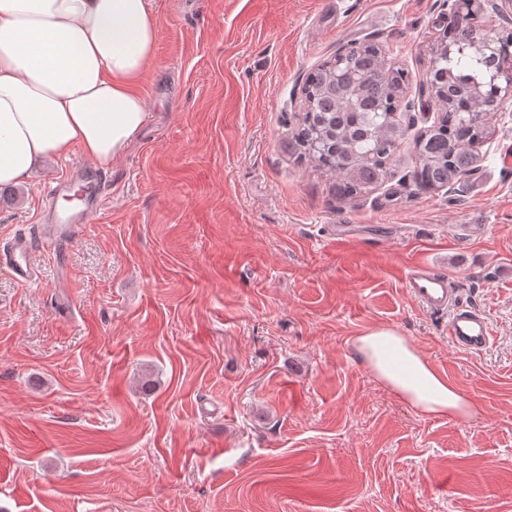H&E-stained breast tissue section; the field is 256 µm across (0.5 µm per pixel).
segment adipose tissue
<instances>
[{"instance_id":"adipose-tissue-1","label":"adipose tissue","mask_w":512,"mask_h":512,"mask_svg":"<svg viewBox=\"0 0 512 512\" xmlns=\"http://www.w3.org/2000/svg\"><path fill=\"white\" fill-rule=\"evenodd\" d=\"M157 40L152 0H0V186L80 149L110 164L140 133L137 84ZM383 384L420 413L472 420L476 403L406 337L377 327L355 340Z\"/></svg>"}]
</instances>
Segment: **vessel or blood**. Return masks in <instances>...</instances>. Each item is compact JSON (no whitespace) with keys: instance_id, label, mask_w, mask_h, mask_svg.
<instances>
[{"instance_id":"vessel-or-blood-1","label":"vessel or blood","mask_w":512,"mask_h":512,"mask_svg":"<svg viewBox=\"0 0 512 512\" xmlns=\"http://www.w3.org/2000/svg\"><path fill=\"white\" fill-rule=\"evenodd\" d=\"M112 183L110 173L96 168H79L44 194L48 219L33 230L15 237L0 250V265L5 266L20 283L28 284L38 277L36 256L41 252L61 255L83 226L86 215L95 209L101 193ZM84 189L83 207L63 214L56 207V198L73 185ZM405 286L413 300L427 313L448 318V338L460 350L479 352L492 338V329L484 312L460 303L447 273L423 262L411 264L405 275Z\"/></svg>"}]
</instances>
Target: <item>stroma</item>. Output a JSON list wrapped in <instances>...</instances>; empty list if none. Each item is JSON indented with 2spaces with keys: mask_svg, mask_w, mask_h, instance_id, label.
Listing matches in <instances>:
<instances>
[{
  "mask_svg": "<svg viewBox=\"0 0 512 512\" xmlns=\"http://www.w3.org/2000/svg\"><path fill=\"white\" fill-rule=\"evenodd\" d=\"M451 3L153 0L147 121L98 212L62 258L38 255L36 283L0 267V512H512V102L473 172L426 193L413 139L348 199L290 144L309 73L363 42L407 71L415 132L432 125ZM86 161L16 185L0 244ZM418 261L485 312L486 350L454 348L410 297ZM374 327L479 415H424L383 385L354 344Z\"/></svg>",
  "mask_w": 512,
  "mask_h": 512,
  "instance_id": "1",
  "label": "stroma"
}]
</instances>
